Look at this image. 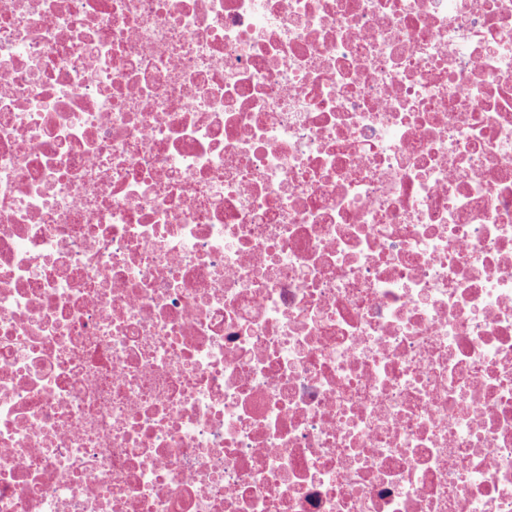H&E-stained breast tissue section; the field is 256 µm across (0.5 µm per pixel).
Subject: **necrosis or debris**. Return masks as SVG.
Listing matches in <instances>:
<instances>
[{"label":"necrosis or debris","mask_w":512,"mask_h":512,"mask_svg":"<svg viewBox=\"0 0 512 512\" xmlns=\"http://www.w3.org/2000/svg\"><path fill=\"white\" fill-rule=\"evenodd\" d=\"M0 512H512V0H0Z\"/></svg>","instance_id":"necrosis-or-debris-1"}]
</instances>
